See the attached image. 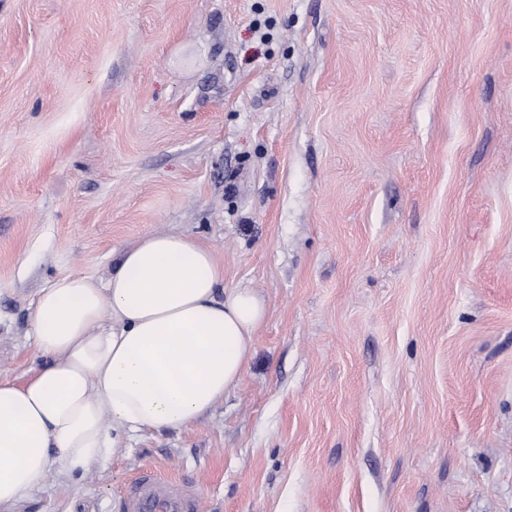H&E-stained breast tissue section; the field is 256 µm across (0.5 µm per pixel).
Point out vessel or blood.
Returning <instances> with one entry per match:
<instances>
[{"label": "vessel or blood", "mask_w": 512, "mask_h": 512, "mask_svg": "<svg viewBox=\"0 0 512 512\" xmlns=\"http://www.w3.org/2000/svg\"><path fill=\"white\" fill-rule=\"evenodd\" d=\"M122 508L124 512H202L192 484L164 478L150 466L129 481Z\"/></svg>", "instance_id": "b4317fda"}]
</instances>
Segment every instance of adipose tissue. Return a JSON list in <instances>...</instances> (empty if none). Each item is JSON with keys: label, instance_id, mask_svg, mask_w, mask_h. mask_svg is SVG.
<instances>
[{"label": "adipose tissue", "instance_id": "ef3b65f1", "mask_svg": "<svg viewBox=\"0 0 512 512\" xmlns=\"http://www.w3.org/2000/svg\"><path fill=\"white\" fill-rule=\"evenodd\" d=\"M211 249L153 234L107 279L66 275L42 288L30 331L44 359L0 381V512L54 472L107 458L118 432L195 424L239 382L267 305L223 287Z\"/></svg>", "mask_w": 512, "mask_h": 512}]
</instances>
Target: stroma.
<instances>
[{
  "label": "stroma",
  "mask_w": 512,
  "mask_h": 512,
  "mask_svg": "<svg viewBox=\"0 0 512 512\" xmlns=\"http://www.w3.org/2000/svg\"><path fill=\"white\" fill-rule=\"evenodd\" d=\"M152 233L264 297L242 378L15 512H512V0H0V379ZM122 508L123 512H202L192 484L164 478L151 466L129 481Z\"/></svg>",
  "instance_id": "stroma-1"
}]
</instances>
